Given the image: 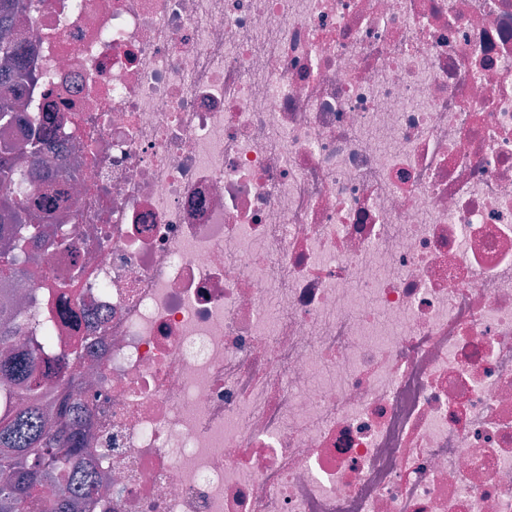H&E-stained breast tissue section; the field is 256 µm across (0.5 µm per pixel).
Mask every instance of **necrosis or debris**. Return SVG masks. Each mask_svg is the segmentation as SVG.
Segmentation results:
<instances>
[{"label":"necrosis or debris","mask_w":512,"mask_h":512,"mask_svg":"<svg viewBox=\"0 0 512 512\" xmlns=\"http://www.w3.org/2000/svg\"><path fill=\"white\" fill-rule=\"evenodd\" d=\"M26 4L85 512H512V0Z\"/></svg>","instance_id":"1"}]
</instances>
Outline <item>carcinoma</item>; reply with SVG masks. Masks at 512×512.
<instances>
[{
    "label": "carcinoma",
    "instance_id": "1",
    "mask_svg": "<svg viewBox=\"0 0 512 512\" xmlns=\"http://www.w3.org/2000/svg\"><path fill=\"white\" fill-rule=\"evenodd\" d=\"M25 9V0H0V87L22 97V84L33 80L27 71V49L17 32V21ZM0 124L18 125L26 130L21 145L0 146V276L17 274L26 262L20 242L43 237L47 213L36 209L27 193V177L17 162L26 155L37 159L41 130L29 126L25 112L14 99L0 101ZM37 354L22 357L16 352L0 357V389L16 380L34 394L39 392ZM77 383L68 382V394L60 403L61 422L49 423L36 399L12 414L0 415V512H78L82 500L96 490L97 479L85 464L82 448L71 425L70 400ZM63 480L64 494L47 504L43 487Z\"/></svg>",
    "mask_w": 512,
    "mask_h": 512
}]
</instances>
